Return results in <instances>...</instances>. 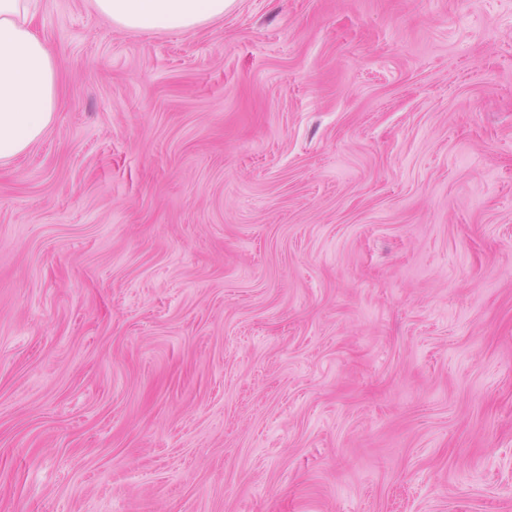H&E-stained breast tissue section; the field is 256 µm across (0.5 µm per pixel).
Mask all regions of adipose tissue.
<instances>
[{
  "label": "adipose tissue",
  "mask_w": 512,
  "mask_h": 512,
  "mask_svg": "<svg viewBox=\"0 0 512 512\" xmlns=\"http://www.w3.org/2000/svg\"><path fill=\"white\" fill-rule=\"evenodd\" d=\"M236 0H93L120 28L190 32L223 17ZM35 0H0V165L24 154L55 120L60 68L33 28Z\"/></svg>",
  "instance_id": "adipose-tissue-1"
}]
</instances>
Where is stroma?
I'll return each instance as SVG.
<instances>
[{
	"instance_id": "obj_1",
	"label": "stroma",
	"mask_w": 512,
	"mask_h": 512,
	"mask_svg": "<svg viewBox=\"0 0 512 512\" xmlns=\"http://www.w3.org/2000/svg\"><path fill=\"white\" fill-rule=\"evenodd\" d=\"M34 25L0 512H512V0Z\"/></svg>"
}]
</instances>
